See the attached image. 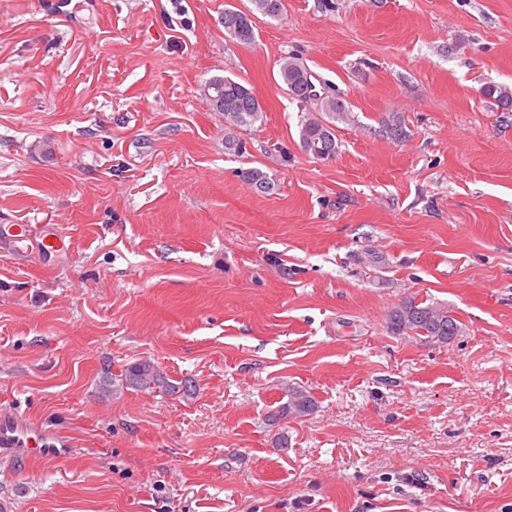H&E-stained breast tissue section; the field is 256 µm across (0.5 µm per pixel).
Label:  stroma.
I'll use <instances>...</instances> for the list:
<instances>
[{
	"mask_svg": "<svg viewBox=\"0 0 512 512\" xmlns=\"http://www.w3.org/2000/svg\"><path fill=\"white\" fill-rule=\"evenodd\" d=\"M229 4L251 6L0 0V224L71 243L43 260L0 238V410L71 445L0 457V501L512 512V112L479 94L512 84V0H285L249 47L224 34ZM289 53L355 116L333 160L299 146ZM224 75L263 105L240 156L199 92ZM391 112L407 141L384 135ZM409 296L462 335H392ZM145 359L196 393H100ZM291 385L316 411L268 425Z\"/></svg>",
	"mask_w": 512,
	"mask_h": 512,
	"instance_id": "1",
	"label": "stroma"
}]
</instances>
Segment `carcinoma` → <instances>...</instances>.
<instances>
[{"label": "carcinoma", "mask_w": 512, "mask_h": 512, "mask_svg": "<svg viewBox=\"0 0 512 512\" xmlns=\"http://www.w3.org/2000/svg\"><path fill=\"white\" fill-rule=\"evenodd\" d=\"M254 9L246 12L232 6L224 9V32L241 45L251 46L255 42V14L270 19H278L285 10L284 0H252ZM316 77L301 58L292 54L278 60V84L287 91L291 99L304 107L305 114L300 119L299 140L301 148L318 161H330L339 150L336 137V124H352L355 117L346 106L343 98L330 88L323 87L307 98L298 93L304 85H315ZM217 86L224 90V99L209 100L217 112L224 113V123L228 129L224 137L225 149L242 152L243 142L236 137L242 131L262 118L263 107L255 93L243 83L230 77L214 76L207 79L201 88ZM482 96L495 102L503 112H512V85L485 84L480 87ZM384 132L392 140L402 142L409 137L405 120L395 113L383 120ZM243 180L256 193H267L273 182L267 172L259 168L241 171ZM387 330L394 335H407L423 339L428 343L446 345L463 333L462 323L449 314L448 306L438 302L416 301V297L406 298L387 314ZM192 385L184 381L177 386L163 375L154 363L139 360L126 365L121 373L112 375L103 382L102 389L114 395L126 390L150 391L173 395L183 392L187 395ZM287 400L279 406L275 419H294L310 415L316 408V399L310 391L301 386H290Z\"/></svg>", "instance_id": "1"}]
</instances>
